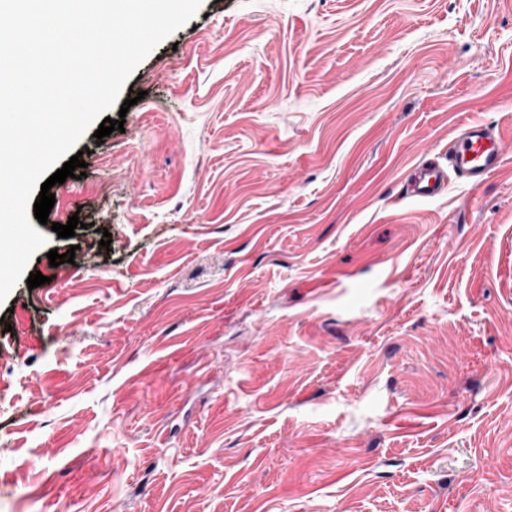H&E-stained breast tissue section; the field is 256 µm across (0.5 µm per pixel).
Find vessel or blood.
Listing matches in <instances>:
<instances>
[{
    "instance_id": "b4317fda",
    "label": "vessel or blood",
    "mask_w": 512,
    "mask_h": 512,
    "mask_svg": "<svg viewBox=\"0 0 512 512\" xmlns=\"http://www.w3.org/2000/svg\"><path fill=\"white\" fill-rule=\"evenodd\" d=\"M505 145L501 135L488 124L469 120L461 123L448 143L446 160L429 158L410 172L404 186L407 199L442 195L449 180L477 189L502 167Z\"/></svg>"
}]
</instances>
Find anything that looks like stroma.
Here are the masks:
<instances>
[{"mask_svg": "<svg viewBox=\"0 0 512 512\" xmlns=\"http://www.w3.org/2000/svg\"><path fill=\"white\" fill-rule=\"evenodd\" d=\"M134 91L0 304V512H512V0H204ZM505 145L488 124L469 120L461 123L448 143L447 163L439 157L421 161L403 186L406 199H428L448 189V168L455 180L478 189L503 165Z\"/></svg>", "mask_w": 512, "mask_h": 512, "instance_id": "obj_1", "label": "stroma"}]
</instances>
